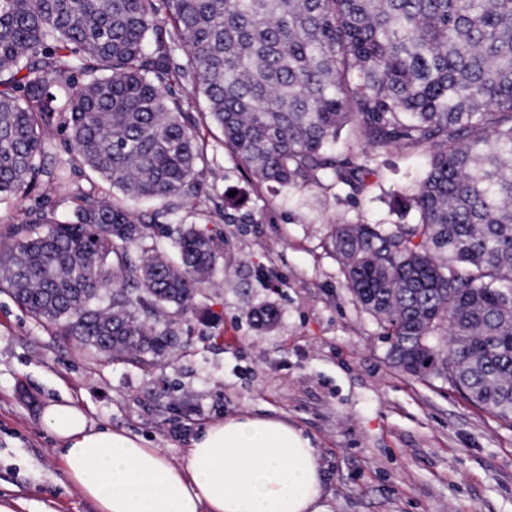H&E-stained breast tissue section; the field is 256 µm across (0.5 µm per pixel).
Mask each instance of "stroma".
<instances>
[{
    "mask_svg": "<svg viewBox=\"0 0 512 512\" xmlns=\"http://www.w3.org/2000/svg\"><path fill=\"white\" fill-rule=\"evenodd\" d=\"M214 171L178 215L225 194L246 200L235 221L213 216L224 253L211 288L177 318L167 353L135 363L98 354L0 292V495L27 512H96L70 485L42 423L73 403L94 425L122 428L183 461L190 437L223 416H278L316 448L324 512H512V425L472 405L448 381L398 371L377 320L347 288L330 248L338 225L403 224L393 194L420 174L413 155L376 156L357 201L315 184L267 190L203 118ZM273 306L256 329L252 310ZM212 309L213 319L200 313Z\"/></svg>",
    "mask_w": 512,
    "mask_h": 512,
    "instance_id": "35a3bbf8",
    "label": "stroma"
}]
</instances>
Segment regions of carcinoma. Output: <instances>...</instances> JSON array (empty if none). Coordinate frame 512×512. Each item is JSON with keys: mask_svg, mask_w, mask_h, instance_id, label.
<instances>
[{"mask_svg": "<svg viewBox=\"0 0 512 512\" xmlns=\"http://www.w3.org/2000/svg\"><path fill=\"white\" fill-rule=\"evenodd\" d=\"M162 7H157V2ZM272 188L355 197L393 149L425 172L410 223L343 224L332 251L395 368L512 423V0H0V203L34 196L0 249V288L82 346L159 356L207 290L223 232L181 224L207 145L192 102ZM61 132L67 158L51 156ZM89 169L119 196L64 182ZM160 200V209L128 201Z\"/></svg>", "mask_w": 512, "mask_h": 512, "instance_id": "carcinoma-1", "label": "carcinoma"}]
</instances>
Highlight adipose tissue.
<instances>
[{
  "label": "adipose tissue",
  "instance_id": "1",
  "mask_svg": "<svg viewBox=\"0 0 512 512\" xmlns=\"http://www.w3.org/2000/svg\"><path fill=\"white\" fill-rule=\"evenodd\" d=\"M44 421L69 483L97 512H322L317 451L279 417L211 422L179 463L71 403L47 405Z\"/></svg>",
  "mask_w": 512,
  "mask_h": 512
}]
</instances>
